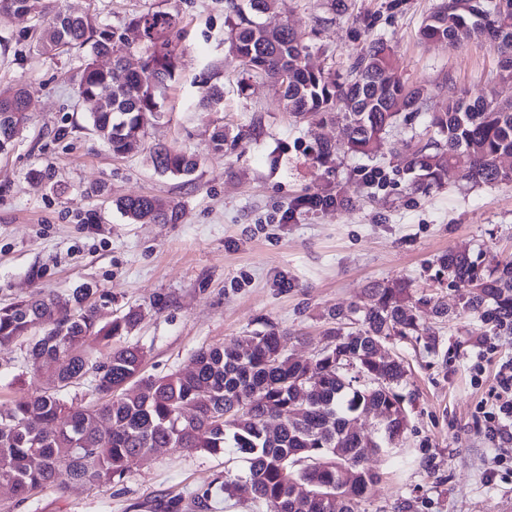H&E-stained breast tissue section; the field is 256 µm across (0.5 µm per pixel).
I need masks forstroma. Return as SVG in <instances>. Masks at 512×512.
<instances>
[{
  "mask_svg": "<svg viewBox=\"0 0 512 512\" xmlns=\"http://www.w3.org/2000/svg\"><path fill=\"white\" fill-rule=\"evenodd\" d=\"M54 2L111 30L148 11L176 15L177 77L158 94L161 115L138 148L117 157L92 134L90 106L77 94L83 55L39 54L30 17L0 25V91L31 89L28 123L0 154V307L39 291L98 288L112 298L107 317L134 309L140 318L131 333L94 350L139 346L144 374L157 378L190 367L201 348L272 327L287 336L288 352L310 359L326 344L330 312L363 305L374 284L402 278L414 297L453 309L462 291L449 287L440 257L465 249L512 260V184H477L457 172L421 192L402 172V143L424 132L449 90L512 100L489 38L420 40L421 22L440 0H277L261 18L267 28L297 31L336 81L380 38L394 49L398 77L425 86L429 99L414 126L391 128L373 158L347 151L341 124L292 115L272 80L243 69L226 41V0ZM212 84L223 87L224 106L201 111V92ZM218 126L237 137L220 153L211 148ZM323 140L337 147L325 163L316 158ZM158 144L199 157L196 171L156 172L149 151ZM364 167L382 168L389 187H367L357 175ZM33 170L42 181L30 178ZM320 190L340 194L341 205L280 223L282 211ZM141 195L178 203L179 219L129 223L114 202ZM384 349L407 368L409 427L397 448L368 457L381 481L357 512H391L401 500L409 512H512V445L486 440L483 414L497 372L512 360V333L466 314L449 322L430 315L419 337ZM46 379L30 366L26 342L0 352V406L39 392ZM239 468L221 453L171 449L133 464L112 488L47 490L0 512H149L157 497L187 494Z\"/></svg>",
  "mask_w": 512,
  "mask_h": 512,
  "instance_id": "35a3bbf8",
  "label": "stroma"
}]
</instances>
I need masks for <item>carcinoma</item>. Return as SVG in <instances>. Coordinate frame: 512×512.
I'll return each mask as SVG.
<instances>
[{
  "label": "carcinoma",
  "mask_w": 512,
  "mask_h": 512,
  "mask_svg": "<svg viewBox=\"0 0 512 512\" xmlns=\"http://www.w3.org/2000/svg\"><path fill=\"white\" fill-rule=\"evenodd\" d=\"M230 49L246 71L272 79L289 112L321 113L344 125L347 147L374 157L399 121L412 124L427 99L422 86L395 75V57L379 38L360 53L338 84L312 60L308 46L285 26L269 30L255 20L276 0H230ZM36 49L44 54L77 50L87 56L75 81L78 94L93 101L91 130L112 154L133 151L145 124L159 112L157 89L174 79L177 57L169 35L174 15L152 11L132 19L115 34L90 15L56 12L51 0H0V21L15 15L40 20ZM488 35L499 54V76L512 80V0H444L420 28L425 41L461 43ZM145 48V64H127V48ZM101 56L112 66L96 65ZM30 89L0 92V153L9 151L28 122ZM224 100L217 84L203 89L199 106L213 111ZM433 136L404 144L403 173L411 185L441 186L458 168L476 183H512V102L491 92L471 99L451 94L432 113ZM162 174L187 176L198 159L159 145L150 153ZM132 224L175 222L178 204L157 197L116 200ZM448 285L469 292L461 309L436 303L441 318L469 314L512 332V260L485 263L468 252L439 260ZM410 285L396 280L371 291L363 307L336 312L328 343L311 360L286 352L285 337L269 329L231 346L198 351L192 366L163 377L141 374L144 353L137 346L111 349L104 358L89 354L91 339L109 341L130 333L138 314L100 319L109 300L85 286L67 296L37 294L0 308V351L8 350L37 326L29 356L35 369L50 363L54 386L68 388L96 373L97 400L67 405L55 393L32 394L0 408V498L23 503L46 489L71 484L112 487L134 461L163 448L216 453L230 450L246 462L243 474H219L188 497L161 499L154 512H211L212 503L242 487L266 512H355L373 494L379 476L364 467L366 456L395 445L408 428L405 398L398 391L406 376L400 358L385 359L378 345L421 331L419 306ZM376 412L378 437L353 429L367 410Z\"/></svg>",
  "instance_id": "1"
}]
</instances>
